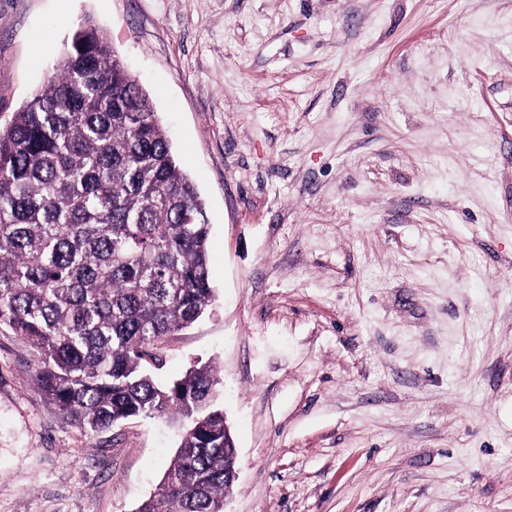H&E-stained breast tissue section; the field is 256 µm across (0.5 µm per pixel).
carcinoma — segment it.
<instances>
[{"mask_svg": "<svg viewBox=\"0 0 512 512\" xmlns=\"http://www.w3.org/2000/svg\"><path fill=\"white\" fill-rule=\"evenodd\" d=\"M206 206L157 112L87 20L54 72L0 128V326L35 358L65 422L187 423L138 512H222L232 466L209 366L167 385L153 346L211 306Z\"/></svg>", "mask_w": 512, "mask_h": 512, "instance_id": "cac0c4a2", "label": "carcinoma"}]
</instances>
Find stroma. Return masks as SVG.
Instances as JSON below:
<instances>
[{
    "label": "stroma",
    "mask_w": 512,
    "mask_h": 512,
    "mask_svg": "<svg viewBox=\"0 0 512 512\" xmlns=\"http://www.w3.org/2000/svg\"><path fill=\"white\" fill-rule=\"evenodd\" d=\"M93 19L206 202L224 512H512V0H0V127ZM0 327V512H137L167 419L90 436Z\"/></svg>",
    "instance_id": "obj_1"
}]
</instances>
